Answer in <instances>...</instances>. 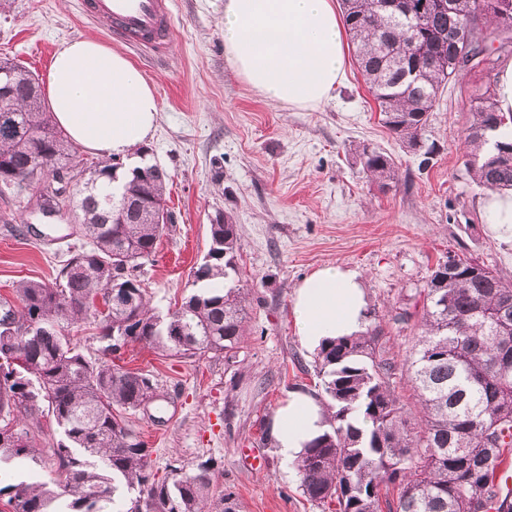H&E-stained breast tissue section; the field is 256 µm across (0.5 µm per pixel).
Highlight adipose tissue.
Masks as SVG:
<instances>
[{
  "label": "adipose tissue",
  "mask_w": 512,
  "mask_h": 512,
  "mask_svg": "<svg viewBox=\"0 0 512 512\" xmlns=\"http://www.w3.org/2000/svg\"><path fill=\"white\" fill-rule=\"evenodd\" d=\"M224 57L261 96L313 109L341 84L344 30L331 0H225ZM57 125L69 139L102 156L123 155L155 129L160 108L152 88L118 52L91 39L63 46L47 76ZM296 335L306 349L363 332L367 297L361 276L330 265L293 292ZM327 410L290 392L275 413L276 453L295 462L327 427Z\"/></svg>",
  "instance_id": "adipose-tissue-1"
}]
</instances>
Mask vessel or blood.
Returning <instances> with one entry per match:
<instances>
[{
    "label": "vessel or blood",
    "mask_w": 512,
    "mask_h": 512,
    "mask_svg": "<svg viewBox=\"0 0 512 512\" xmlns=\"http://www.w3.org/2000/svg\"><path fill=\"white\" fill-rule=\"evenodd\" d=\"M85 8L109 23L113 34L132 45H164L170 36L171 0H87Z\"/></svg>",
    "instance_id": "obj_1"
}]
</instances>
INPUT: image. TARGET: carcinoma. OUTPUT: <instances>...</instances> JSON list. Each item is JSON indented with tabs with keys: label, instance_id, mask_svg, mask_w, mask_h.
<instances>
[{
	"label": "carcinoma",
	"instance_id": "1",
	"mask_svg": "<svg viewBox=\"0 0 512 512\" xmlns=\"http://www.w3.org/2000/svg\"><path fill=\"white\" fill-rule=\"evenodd\" d=\"M386 0H342L343 22L356 41L358 69L389 132L406 147L432 150L423 135L439 92L461 69L448 66L453 42L467 37L459 16H472V35L502 33L497 10L477 14V0H455V13L438 0H411L423 10L411 31ZM417 57L419 73L404 77L405 57ZM464 136L467 173L487 191L512 190V135L497 112L494 84L482 94ZM0 182L22 174L41 158L65 191L78 169L76 147L51 121L38 79L0 60ZM356 154L363 169L387 188L397 183L395 163L367 144ZM114 162L89 172L74 219L89 248L70 255L52 284L22 281L12 308L13 326L0 316V463L35 458L27 420L47 404L65 441L54 449L62 479L0 486L11 512H238L231 488L218 493L208 470L172 481L155 478L150 449L127 426L126 412L156 396L151 374L87 358L66 328L98 320L101 351L117 356L140 344L166 356L236 358L246 336V294L225 288L238 272L240 237L228 221L210 225V245L193 270L202 291L162 316L148 305L138 270L150 259L172 215L165 208L167 173L153 165L119 190L111 188ZM121 197L138 215L112 220L109 199ZM120 301H112V293ZM107 295L106 308L92 299ZM420 314L390 311L388 322L413 325L414 344L398 365L381 344L376 324L357 336L327 341L314 368L327 401L328 428L295 462L302 493L334 512H512V489H502L497 470L512 454V281L473 258L447 252L430 270ZM17 354H9L5 347ZM406 376L417 398L413 414L396 394V375Z\"/></svg>",
	"mask_w": 512,
	"mask_h": 512
}]
</instances>
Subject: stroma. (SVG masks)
I'll return each instance as SVG.
<instances>
[{
  "label": "stroma",
  "mask_w": 512,
  "mask_h": 512,
  "mask_svg": "<svg viewBox=\"0 0 512 512\" xmlns=\"http://www.w3.org/2000/svg\"><path fill=\"white\" fill-rule=\"evenodd\" d=\"M81 0H0V57L46 81L49 57L69 41L92 38L126 56L153 88L160 119L134 154L167 174L173 215L140 271L151 304L167 314L195 293L192 269L209 246L210 224H237L240 287L248 335L235 361L174 358L135 346L121 364L152 374L157 399L126 422L151 450L157 478L208 464L215 488L232 487L239 512H325L299 487L276 453L270 428L289 392L322 397L314 353L296 336L293 290L336 265L361 273L367 324L413 306L430 268L446 252L466 254L512 280V241L484 224L486 191L464 166L462 141L488 76L466 69L440 93L424 134L435 152L427 169L389 134L354 63L332 96L314 109L268 100L224 58V0H172L173 32L159 53L116 42ZM369 144L391 155L398 182L379 190L354 153ZM33 189L0 194V298L26 280L55 278L86 239L68 213L42 217ZM29 430L36 459L0 467V484L50 482L62 430L45 412Z\"/></svg>",
  "instance_id": "1"
}]
</instances>
